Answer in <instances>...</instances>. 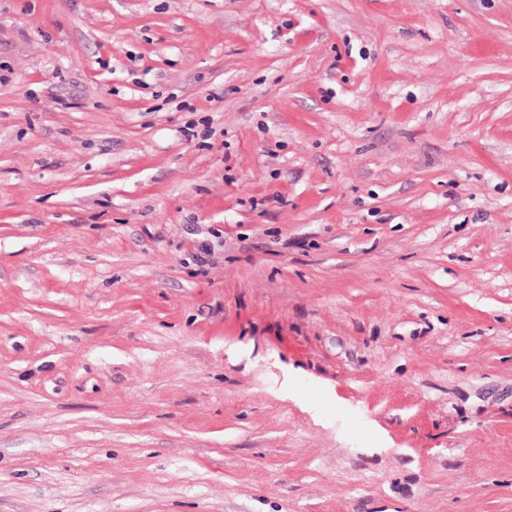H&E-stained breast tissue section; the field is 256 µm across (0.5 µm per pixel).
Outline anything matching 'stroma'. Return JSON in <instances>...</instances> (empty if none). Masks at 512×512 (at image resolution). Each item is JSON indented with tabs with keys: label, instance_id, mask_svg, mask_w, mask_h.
Listing matches in <instances>:
<instances>
[{
	"label": "stroma",
	"instance_id": "obj_1",
	"mask_svg": "<svg viewBox=\"0 0 512 512\" xmlns=\"http://www.w3.org/2000/svg\"><path fill=\"white\" fill-rule=\"evenodd\" d=\"M0 512H512V0H0Z\"/></svg>",
	"mask_w": 512,
	"mask_h": 512
}]
</instances>
